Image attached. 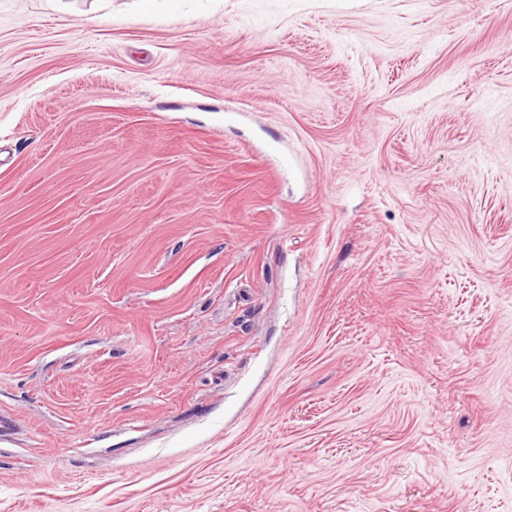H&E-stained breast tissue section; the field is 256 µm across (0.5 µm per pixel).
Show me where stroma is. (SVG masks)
<instances>
[{"instance_id": "1", "label": "stroma", "mask_w": 512, "mask_h": 512, "mask_svg": "<svg viewBox=\"0 0 512 512\" xmlns=\"http://www.w3.org/2000/svg\"><path fill=\"white\" fill-rule=\"evenodd\" d=\"M0 512H512V0H0Z\"/></svg>"}]
</instances>
